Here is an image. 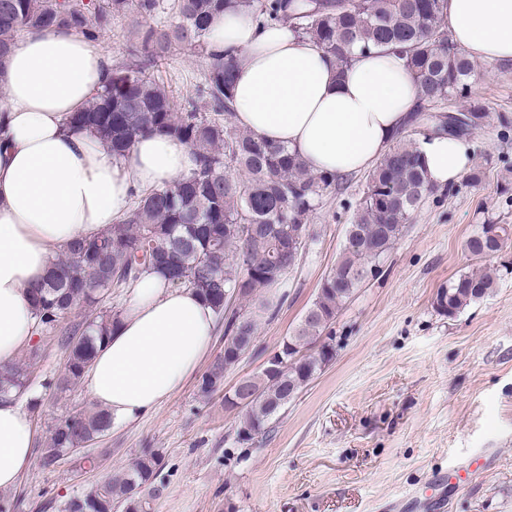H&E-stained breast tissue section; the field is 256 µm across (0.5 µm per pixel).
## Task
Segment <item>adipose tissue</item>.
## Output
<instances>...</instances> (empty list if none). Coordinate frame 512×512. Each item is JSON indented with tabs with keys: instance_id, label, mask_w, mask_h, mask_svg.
<instances>
[{
	"instance_id": "obj_1",
	"label": "adipose tissue",
	"mask_w": 512,
	"mask_h": 512,
	"mask_svg": "<svg viewBox=\"0 0 512 512\" xmlns=\"http://www.w3.org/2000/svg\"><path fill=\"white\" fill-rule=\"evenodd\" d=\"M452 41L471 59L512 65V0H447ZM208 56L239 58L234 123L296 152L316 172L373 169L398 138L418 99L399 54L357 53L346 71L288 25L218 16ZM112 63L75 31L24 34L0 60V365L35 338L30 290L59 250L99 232L128 210L132 189L172 182L194 158L164 133L139 138L125 158L70 126L105 85ZM428 177L444 187L468 169L466 140L439 135L422 145ZM213 310L192 290L150 275L129 289L124 312L97 349L84 380L113 423L128 424L181 389L208 353ZM35 432L25 410L0 399V490L28 472Z\"/></svg>"
}]
</instances>
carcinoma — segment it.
<instances>
[{
	"mask_svg": "<svg viewBox=\"0 0 512 512\" xmlns=\"http://www.w3.org/2000/svg\"><path fill=\"white\" fill-rule=\"evenodd\" d=\"M178 21L141 29L130 60L113 66L107 83L83 112L68 123L93 134L115 157H126L148 132H165L186 146L194 168L183 178L134 195L116 223L62 250L52 271L33 291L37 332L58 330L67 353L56 389L79 383L97 344L111 334L123 308L101 309L71 319L73 310L108 298L104 288H129L141 276L157 274L194 290L216 315L224 317V355L203 376L208 395L223 382L238 356L255 348L258 321L278 306L271 287L294 268L305 247L298 234L323 198L343 179L312 171L298 154L270 146L232 122L231 88L237 61L214 59L200 88L204 108L180 112L173 97L147 70L161 66L175 48L206 53L213 19L244 13L260 24L285 23L315 43L343 71L354 50L384 49L400 54L419 99L407 128L391 152L369 172L366 188L349 225L343 248L321 281L315 299L286 337L305 350L277 376L262 370L245 381L256 393L242 409L240 426L252 442L269 434L272 420L334 358L323 333L337 312L363 284L362 274L400 239L423 199L432 192L419 138L442 133L441 119L429 106L468 89L475 65L444 29L446 0H176ZM164 0H105L91 7L83 0H0V59L16 40L33 31L74 30L95 42L121 13L153 18ZM504 246L501 236L477 232L465 244L473 258H487ZM496 274L477 267L441 286L436 309L450 317L484 300L496 287ZM80 336V342L72 337ZM28 363L0 367V396L19 397L28 389ZM112 427L103 408L78 413L72 424L55 425L40 465L53 468L63 452L91 442ZM163 453L145 448L125 472L101 483L95 495L70 499L63 512H149L159 496L154 486Z\"/></svg>",
	"mask_w": 512,
	"mask_h": 512,
	"instance_id": "1",
	"label": "carcinoma"
}]
</instances>
